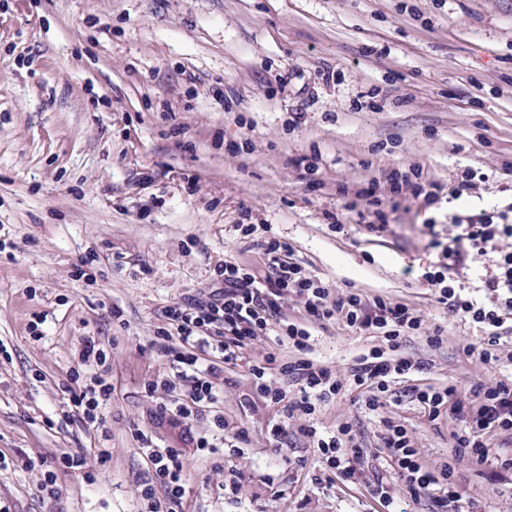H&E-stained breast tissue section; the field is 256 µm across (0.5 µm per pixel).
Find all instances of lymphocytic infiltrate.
I'll return each mask as SVG.
<instances>
[{
  "mask_svg": "<svg viewBox=\"0 0 512 512\" xmlns=\"http://www.w3.org/2000/svg\"><path fill=\"white\" fill-rule=\"evenodd\" d=\"M389 197L377 192L376 184L361 190L364 209L360 211L361 224L372 232L385 229L388 212L398 209L407 199L422 200L431 206L441 199V186L424 180L420 166L395 168L387 175ZM453 232L443 249L445 263L425 268L422 278L434 288L437 301L449 314L469 321L481 328L478 343L467 344L465 354L478 355L484 362L497 361V346L504 324L512 318V216L506 212H490L477 216L452 215ZM286 242L271 238L264 244L267 273L255 275L249 268L228 262L224 265V287L219 296L207 301L188 299L167 306L164 316L168 326L158 332L154 343L161 352L174 354L175 372L163 379L162 387L173 391L183 388L184 393L170 403L162 405V412L189 418L205 403L216 400L213 379L217 368L205 360L207 352H217L227 364H237L253 341L276 333L279 341L288 343L296 356L286 362L275 355L250 364L255 394L280 405L284 417L295 414H314L318 405L337 395L343 384L330 368L315 363L309 357L313 326H326L335 318H344L349 328L364 334H379L386 341L387 350H398L403 337L425 335L427 342L439 344L440 331L425 334L423 321L403 303L381 296L368 297L357 290L336 295L332 285L320 277L308 274L296 264L283 258ZM487 257L493 267L486 276L483 288L484 302H477L456 286L455 269L469 255ZM298 298L305 312L303 321L282 323L279 301L283 295ZM386 350H373L356 358L349 370L350 380L357 386H370L372 393L365 405L375 411L389 398L387 379L390 375H405L424 371V362L408 357L390 359ZM279 373L291 377L298 390L294 395L272 388L270 377ZM71 405L86 424H99L98 408L109 399L112 387L104 381L83 384L67 390ZM471 399L459 397L455 387L429 388L416 391L415 397L428 410L429 421H436L442 409L448 408L463 425L454 433L455 447L461 448L475 463H483L489 454L487 434L512 433V382H496L494 386L474 387ZM382 443L388 448L393 468L412 498L437 491L438 512H468V504L458 492L457 477L453 469H445L435 476L421 466L404 426L385 421ZM302 435L316 448L326 467L344 481L354 480L356 464L362 456L349 427L340 426L328 435L320 434L315 426H305ZM141 451L153 466L154 483L146 484L142 495L149 501V512H173L185 492L184 465L180 452L174 448H161L151 437L141 436ZM162 485L164 500L155 497V485Z\"/></svg>",
  "mask_w": 512,
  "mask_h": 512,
  "instance_id": "obj_1",
  "label": "lymphocytic infiltrate"
}]
</instances>
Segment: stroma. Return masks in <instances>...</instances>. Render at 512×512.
I'll list each match as a JSON object with an SVG mask.
<instances>
[{
  "instance_id": "obj_1",
  "label": "stroma",
  "mask_w": 512,
  "mask_h": 512,
  "mask_svg": "<svg viewBox=\"0 0 512 512\" xmlns=\"http://www.w3.org/2000/svg\"><path fill=\"white\" fill-rule=\"evenodd\" d=\"M304 156L321 190L295 168ZM507 163L512 0H0V512H148L141 432L182 454L176 512H385L369 493L378 470L394 512H433L390 469L384 417L405 426L427 469L454 466L473 512H512V474L497 466L512 439L490 436L489 462L475 464L454 446L453 413L429 422L407 395L512 381V329L498 362L465 355L478 328L421 278L442 259L430 240H447L450 215L512 203ZM410 164L447 193L467 168L487 179L464 200H406L368 232L362 200L345 209L337 187L374 180L384 194L388 172ZM272 237L337 293L405 303L442 331L436 346L403 339L401 355L427 368L393 380L399 402L370 411L346 384L289 420L279 448V406L243 401L245 361L220 365L216 401L186 420L161 415L170 394L149 388L173 372L150 346L164 308L220 288L225 262L264 274L258 243ZM87 337L106 354L94 369L79 357ZM379 343L339 317L316 330L311 357L346 379ZM93 370L112 383L96 428L72 416L65 391ZM311 424L350 426L364 450L358 483L325 468L297 432ZM242 428L241 448L196 447ZM65 452L86 468L63 467ZM49 470L51 497L40 490Z\"/></svg>"
}]
</instances>
